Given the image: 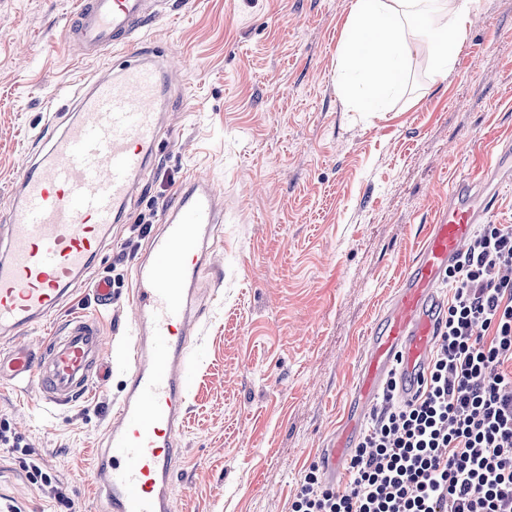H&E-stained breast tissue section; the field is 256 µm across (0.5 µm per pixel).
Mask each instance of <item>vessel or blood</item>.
Masks as SVG:
<instances>
[{"label": "vessel or blood", "instance_id": "obj_1", "mask_svg": "<svg viewBox=\"0 0 512 512\" xmlns=\"http://www.w3.org/2000/svg\"><path fill=\"white\" fill-rule=\"evenodd\" d=\"M168 8V0H80L66 42L86 59L116 48L132 58L93 83L76 84V112L33 154L13 183L12 207L0 215V334L13 340L0 353V382L37 381L45 400L63 407L107 381L114 364L126 375L95 470L98 493L112 512H174L169 486L192 382L189 342L205 314L198 274L224 221L219 187L186 179L150 232L129 296L131 343L119 359L107 354L100 321L83 314L70 317L45 350L22 338L85 283H92L98 307L120 301L111 279L94 270L113 225L125 222L130 200L147 183L159 146L168 57L144 46L140 33ZM489 169L482 189L461 183L450 191L447 211L431 225L419 258L368 336L349 394L356 412L323 451L326 477L340 476L344 451L387 378L398 377L402 399L415 396L435 340L443 276L501 184L512 181V146Z\"/></svg>", "mask_w": 512, "mask_h": 512}]
</instances>
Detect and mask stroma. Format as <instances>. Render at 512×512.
I'll return each mask as SVG.
<instances>
[{
  "label": "stroma",
  "instance_id": "obj_1",
  "mask_svg": "<svg viewBox=\"0 0 512 512\" xmlns=\"http://www.w3.org/2000/svg\"><path fill=\"white\" fill-rule=\"evenodd\" d=\"M76 0H0V211L78 80L117 57L78 62L62 31ZM351 0H171L143 32L175 70L153 171L130 213L165 208L186 176L224 192V235L199 276L207 306L190 352L170 493L174 512H290L296 481L350 413L365 340L419 256L448 193L482 182L512 144V0H482L448 79L413 54L403 92L357 112L336 86ZM116 225L100 265L127 293L137 257L118 261ZM77 288L36 346L78 313ZM123 371L78 403L47 405L37 382L0 384V422L59 479L71 507L43 497L0 453V502L25 512H110L98 499L99 441Z\"/></svg>",
  "mask_w": 512,
  "mask_h": 512
}]
</instances>
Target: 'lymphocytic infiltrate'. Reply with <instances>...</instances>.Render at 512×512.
I'll list each match as a JSON object with an SVG mask.
<instances>
[{"instance_id": "1", "label": "lymphocytic infiltrate", "mask_w": 512, "mask_h": 512, "mask_svg": "<svg viewBox=\"0 0 512 512\" xmlns=\"http://www.w3.org/2000/svg\"><path fill=\"white\" fill-rule=\"evenodd\" d=\"M447 278L452 296L418 395L399 400L390 379L347 463L348 490L310 466L291 512H512V225H477ZM9 430L0 424V445L67 505Z\"/></svg>"}]
</instances>
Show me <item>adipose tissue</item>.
<instances>
[{"instance_id": "1", "label": "adipose tissue", "mask_w": 512, "mask_h": 512, "mask_svg": "<svg viewBox=\"0 0 512 512\" xmlns=\"http://www.w3.org/2000/svg\"><path fill=\"white\" fill-rule=\"evenodd\" d=\"M481 0H353L336 49V82L366 111H384L401 90L407 60L426 50L432 74L447 79Z\"/></svg>"}]
</instances>
